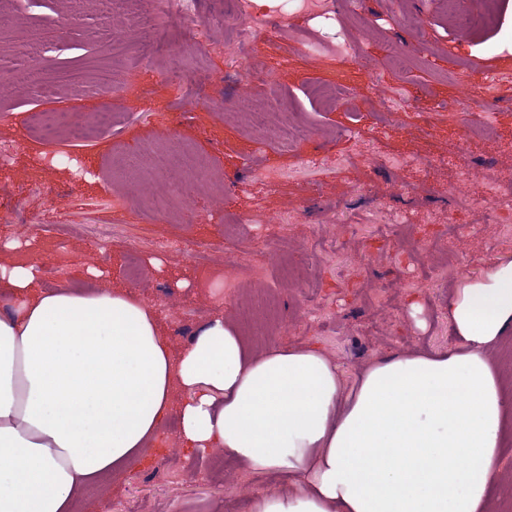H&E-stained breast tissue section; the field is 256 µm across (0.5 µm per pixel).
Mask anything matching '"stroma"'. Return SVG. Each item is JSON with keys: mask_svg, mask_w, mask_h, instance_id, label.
Wrapping results in <instances>:
<instances>
[{"mask_svg": "<svg viewBox=\"0 0 512 512\" xmlns=\"http://www.w3.org/2000/svg\"><path fill=\"white\" fill-rule=\"evenodd\" d=\"M25 2L0 14V244L19 243L0 256L42 287L128 290L176 350L226 316L252 346L316 342L351 374L450 347L449 293L512 254L487 189L512 181V0H491L484 28L461 22L480 0L252 2L248 33L236 0H192L191 19L158 0ZM106 110L112 125L87 138L28 130L34 112ZM474 111L482 131L463 135ZM177 431L169 416L72 512H248L287 489Z\"/></svg>", "mask_w": 512, "mask_h": 512, "instance_id": "1", "label": "stroma"}]
</instances>
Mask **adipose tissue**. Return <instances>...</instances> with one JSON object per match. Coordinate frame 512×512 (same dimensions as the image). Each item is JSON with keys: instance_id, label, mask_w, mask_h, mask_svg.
I'll return each instance as SVG.
<instances>
[{"instance_id": "1", "label": "adipose tissue", "mask_w": 512, "mask_h": 512, "mask_svg": "<svg viewBox=\"0 0 512 512\" xmlns=\"http://www.w3.org/2000/svg\"><path fill=\"white\" fill-rule=\"evenodd\" d=\"M0 512H71L177 413L179 438L251 472H288L252 512H495L512 390V256L448 298L459 347L374 358L354 380L320 347L257 349L227 318L173 350L132 294L37 285L0 263Z\"/></svg>"}]
</instances>
